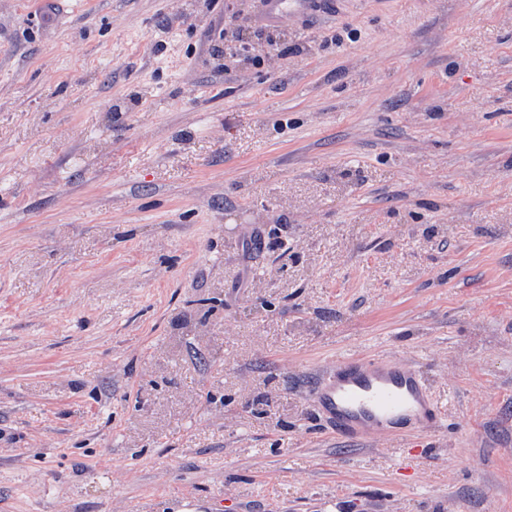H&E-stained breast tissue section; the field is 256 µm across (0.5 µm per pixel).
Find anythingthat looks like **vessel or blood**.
I'll use <instances>...</instances> for the list:
<instances>
[{
  "label": "vessel or blood",
  "instance_id": "obj_1",
  "mask_svg": "<svg viewBox=\"0 0 512 512\" xmlns=\"http://www.w3.org/2000/svg\"><path fill=\"white\" fill-rule=\"evenodd\" d=\"M308 397L328 433L359 442L431 435L442 420L420 371L385 353L339 357L312 381Z\"/></svg>",
  "mask_w": 512,
  "mask_h": 512
}]
</instances>
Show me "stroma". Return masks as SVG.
<instances>
[{
  "mask_svg": "<svg viewBox=\"0 0 512 512\" xmlns=\"http://www.w3.org/2000/svg\"><path fill=\"white\" fill-rule=\"evenodd\" d=\"M0 0V512H512V0ZM433 441L322 431L341 355ZM308 397L328 433L359 442L433 435L442 420L420 371L385 353L339 357L312 381Z\"/></svg>",
  "mask_w": 512,
  "mask_h": 512,
  "instance_id": "1",
  "label": "stroma"
}]
</instances>
